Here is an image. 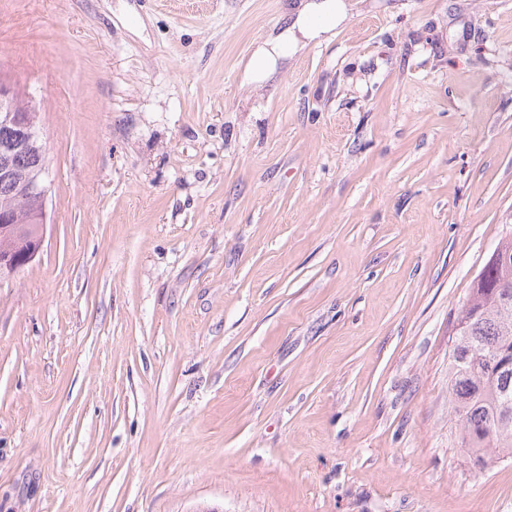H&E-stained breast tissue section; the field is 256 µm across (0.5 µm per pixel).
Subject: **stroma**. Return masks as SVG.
I'll return each mask as SVG.
<instances>
[{
    "label": "stroma",
    "instance_id": "obj_1",
    "mask_svg": "<svg viewBox=\"0 0 512 512\" xmlns=\"http://www.w3.org/2000/svg\"><path fill=\"white\" fill-rule=\"evenodd\" d=\"M0 0L41 254L0 282V512H512L448 406L512 236V0ZM294 20L277 38L259 46L246 65V73L253 81L266 80L276 69L278 61L295 51L297 33L304 39H325L345 20L348 5L345 0H302Z\"/></svg>",
    "mask_w": 512,
    "mask_h": 512
}]
</instances>
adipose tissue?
I'll use <instances>...</instances> for the list:
<instances>
[{"instance_id":"ef3b65f1","label":"adipose tissue","mask_w":512,"mask_h":512,"mask_svg":"<svg viewBox=\"0 0 512 512\" xmlns=\"http://www.w3.org/2000/svg\"><path fill=\"white\" fill-rule=\"evenodd\" d=\"M346 0H303L291 25L277 38L259 46L246 65L247 75L255 81L266 80L280 59L296 49L299 39H322L345 20Z\"/></svg>"}]
</instances>
